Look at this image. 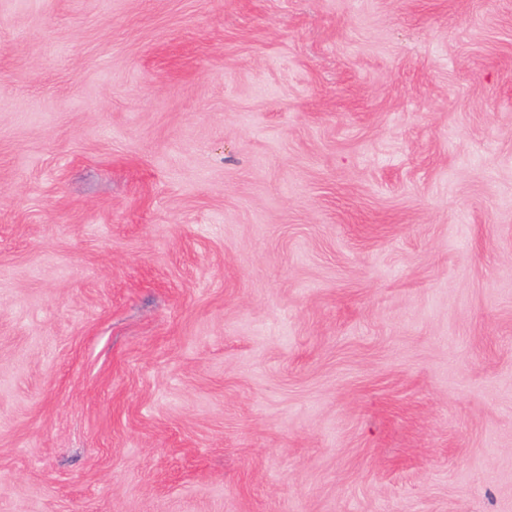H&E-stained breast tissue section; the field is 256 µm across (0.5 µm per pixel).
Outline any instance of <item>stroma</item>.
I'll return each mask as SVG.
<instances>
[{
	"label": "stroma",
	"instance_id": "35a3bbf8",
	"mask_svg": "<svg viewBox=\"0 0 512 512\" xmlns=\"http://www.w3.org/2000/svg\"><path fill=\"white\" fill-rule=\"evenodd\" d=\"M0 512H512V0H0Z\"/></svg>",
	"mask_w": 512,
	"mask_h": 512
}]
</instances>
